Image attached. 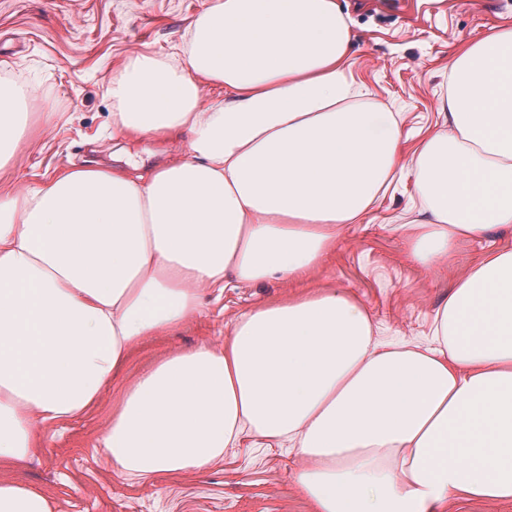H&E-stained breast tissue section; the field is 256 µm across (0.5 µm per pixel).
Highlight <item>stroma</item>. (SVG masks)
<instances>
[{"label":"stroma","mask_w":512,"mask_h":512,"mask_svg":"<svg viewBox=\"0 0 512 512\" xmlns=\"http://www.w3.org/2000/svg\"><path fill=\"white\" fill-rule=\"evenodd\" d=\"M208 0H0V78L19 77L35 94L21 106L26 131L0 167V196L33 189L88 159L111 164L120 153L139 168L181 159L186 142L112 138V79L139 55L178 66L175 53ZM354 24L349 59L355 81L378 107L402 115L410 141L441 128L448 65L464 45L512 24V0H341ZM413 178L397 176L367 224L346 225L321 265L302 282L232 279L222 296H203L184 326L148 336L131 351L95 407L66 428H46L22 479L41 489L53 512H314L293 473L302 461L281 448H233L179 479H129L111 468L98 444L121 391L152 363L224 344L242 311L277 304L308 289L355 295L374 322L422 339L457 266L428 268L407 257L416 210Z\"/></svg>","instance_id":"stroma-1"}]
</instances>
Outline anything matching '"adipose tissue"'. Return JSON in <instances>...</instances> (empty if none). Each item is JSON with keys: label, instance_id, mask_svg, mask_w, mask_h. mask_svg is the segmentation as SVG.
Masks as SVG:
<instances>
[{"label": "adipose tissue", "instance_id": "adipose-tissue-1", "mask_svg": "<svg viewBox=\"0 0 512 512\" xmlns=\"http://www.w3.org/2000/svg\"><path fill=\"white\" fill-rule=\"evenodd\" d=\"M338 0H209L172 68L140 55L112 81V130L186 139L132 175L88 165L0 200V464L96 403L131 349L199 313L224 280L293 281L363 223L395 175L421 200L411 260L431 267L512 225V27L448 67L447 129L403 163L394 113L355 84ZM224 96L200 102L202 87ZM0 86V150L24 128ZM250 441L305 459L316 512H437L512 501V250L469 263L422 340L392 341L331 288L236 316L219 349L127 386L99 446L123 476L176 477ZM0 512H51L0 476ZM438 512H512V502L455 500L448 502Z\"/></svg>", "mask_w": 512, "mask_h": 512}]
</instances>
